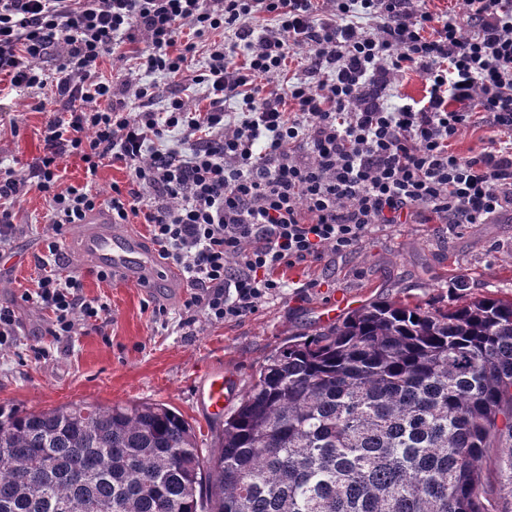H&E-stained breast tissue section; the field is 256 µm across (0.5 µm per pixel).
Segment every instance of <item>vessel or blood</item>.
Instances as JSON below:
<instances>
[{
    "label": "vessel or blood",
    "mask_w": 512,
    "mask_h": 512,
    "mask_svg": "<svg viewBox=\"0 0 512 512\" xmlns=\"http://www.w3.org/2000/svg\"><path fill=\"white\" fill-rule=\"evenodd\" d=\"M93 226L84 229L81 237V252L94 265L125 276L133 284L150 283L155 274L153 253L143 250L136 235L109 226L106 213H97ZM204 397L212 414L224 408V372H210L204 386Z\"/></svg>",
    "instance_id": "vessel-or-blood-1"
}]
</instances>
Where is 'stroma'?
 Masks as SVG:
<instances>
[{
	"instance_id": "obj_1",
	"label": "stroma",
	"mask_w": 512,
	"mask_h": 512,
	"mask_svg": "<svg viewBox=\"0 0 512 512\" xmlns=\"http://www.w3.org/2000/svg\"><path fill=\"white\" fill-rule=\"evenodd\" d=\"M208 65L206 46H197L187 71L173 76L148 73L137 59L104 61L115 87L150 82L154 111L185 95L201 104L202 86L193 79ZM52 86L24 95L0 92V160L16 171L39 156L43 131L62 104L37 111L34 101L51 96ZM17 230L0 250V306L14 310L18 330L0 348V405L43 410L68 403L99 405L156 401L177 409L211 452L224 421L210 414L202 398L205 379L220 368L230 382L226 412L250 389L265 359L293 337L336 325L353 309L382 300L447 304L461 295L512 296V212L486 224L448 229L438 219L419 216L406 224L373 227L343 253L326 251L317 262L282 269L283 283L238 321L216 322L196 316L183 324V303L192 293L181 284L159 283L147 290L119 280H100L87 267L75 242L80 225L51 227L44 196L30 191L15 206ZM58 242L68 259L67 274L80 279L86 299L107 301L99 321L78 324L75 335L53 336L50 310L33 303L39 264L49 242ZM465 290H457V282Z\"/></svg>"
}]
</instances>
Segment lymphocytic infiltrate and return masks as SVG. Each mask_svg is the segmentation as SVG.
Wrapping results in <instances>:
<instances>
[{
  "label": "lymphocytic infiltrate",
  "instance_id": "1",
  "mask_svg": "<svg viewBox=\"0 0 512 512\" xmlns=\"http://www.w3.org/2000/svg\"><path fill=\"white\" fill-rule=\"evenodd\" d=\"M326 2L330 16L317 24L316 0H0V72L11 89H35L47 82L39 59L56 54L54 97L67 104L26 173L0 165V248L16 230L19 197L43 194L54 229L82 223L97 207L91 179L119 163L129 180L112 187L113 223L149 224L161 259L193 289L186 313L223 322L253 313L280 287L279 269L347 251L373 226L427 211L453 229L512 211V142L492 139L470 156L450 149L473 123L512 133V0H465L463 23L425 0ZM358 9L377 19L373 30L351 23ZM257 13L273 16L277 31L255 34ZM186 25L195 39L183 43ZM217 29L249 52L240 64L235 45L211 46L199 78L205 107L177 96L152 111L154 86L140 83L133 95L145 107L133 114L100 73L105 56L142 41L147 71L181 74L197 39ZM304 45L305 77L278 84ZM409 70L425 78V97L385 103ZM231 98L242 103L234 118L224 110ZM173 130L184 152H147ZM69 155L84 162L88 182L63 190L59 164ZM66 266L49 244L35 301L52 310L54 336L108 312Z\"/></svg>",
  "mask_w": 512,
  "mask_h": 512
}]
</instances>
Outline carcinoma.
Listing matches in <instances>:
<instances>
[{
  "instance_id": "obj_1",
  "label": "carcinoma",
  "mask_w": 512,
  "mask_h": 512,
  "mask_svg": "<svg viewBox=\"0 0 512 512\" xmlns=\"http://www.w3.org/2000/svg\"><path fill=\"white\" fill-rule=\"evenodd\" d=\"M216 440L160 403L0 408V512H512V297L354 309Z\"/></svg>"
}]
</instances>
